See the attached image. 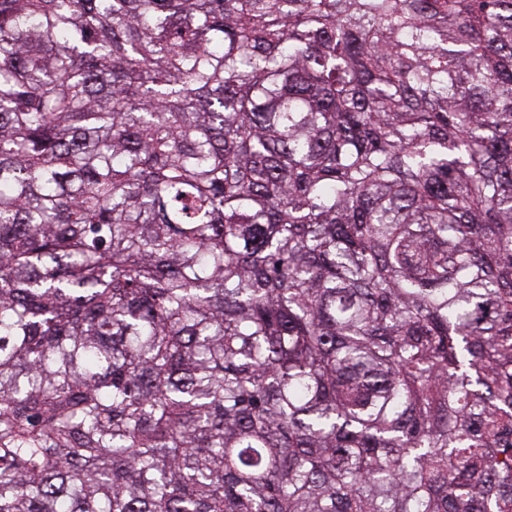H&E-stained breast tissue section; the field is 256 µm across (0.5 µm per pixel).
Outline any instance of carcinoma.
<instances>
[{"label": "carcinoma", "mask_w": 512, "mask_h": 512, "mask_svg": "<svg viewBox=\"0 0 512 512\" xmlns=\"http://www.w3.org/2000/svg\"><path fill=\"white\" fill-rule=\"evenodd\" d=\"M0 512H512V0H0Z\"/></svg>", "instance_id": "cac0c4a2"}]
</instances>
